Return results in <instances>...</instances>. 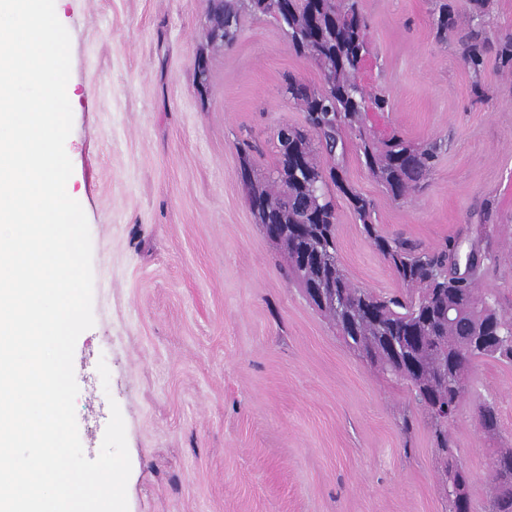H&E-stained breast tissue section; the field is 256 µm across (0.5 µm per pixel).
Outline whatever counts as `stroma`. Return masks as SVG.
Segmentation results:
<instances>
[{"label": "stroma", "instance_id": "obj_1", "mask_svg": "<svg viewBox=\"0 0 512 512\" xmlns=\"http://www.w3.org/2000/svg\"><path fill=\"white\" fill-rule=\"evenodd\" d=\"M370 54L361 82L386 90L378 136L441 150L423 188L395 202L348 138L344 177L387 236L421 248L491 251L484 288L512 317V0H488L482 64L463 47L472 0H359ZM448 30L437 38L440 7ZM208 0H64L71 38L72 197L88 220L94 326L77 340L79 436L96 458L118 404L131 474L128 512H448L449 464L490 512L496 460L512 449V363L472 362L450 427L433 438L410 387L345 342L284 274L238 172L278 160L276 132L304 124L289 79L322 85L270 19L240 16L229 47L206 41ZM209 56L206 88L194 60ZM338 255L378 295L400 287L336 198ZM106 363L102 382L98 363ZM493 404L497 426H482Z\"/></svg>", "mask_w": 512, "mask_h": 512}]
</instances>
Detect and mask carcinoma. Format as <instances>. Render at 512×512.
Returning <instances> with one entry per match:
<instances>
[{"label": "carcinoma", "mask_w": 512, "mask_h": 512, "mask_svg": "<svg viewBox=\"0 0 512 512\" xmlns=\"http://www.w3.org/2000/svg\"><path fill=\"white\" fill-rule=\"evenodd\" d=\"M224 31L219 43L234 44L239 17L248 11L269 17L281 28L297 53L322 72L323 88L309 91L294 82L287 92L306 113L307 127L285 126L277 133L278 161L267 179L255 178L241 156V178L256 223L288 257V278L304 290L314 285L333 288L348 301L347 317L320 310L334 323L353 322L348 335L353 346L377 362L380 371L394 377L382 347L387 336H417L411 351L418 374L407 380L415 401L426 406L428 396L447 403L442 413L429 411L437 446L451 452L448 425L464 394V373L474 359L512 362V322L498 313L492 294L478 286L475 252L462 258L449 243L436 252L421 250L402 236L382 235L371 221L372 201L349 186L340 162L330 166L319 151L335 157L350 129L371 175L395 200L421 188L435 158L434 144L415 145L398 134L379 140L367 131V111L386 112L388 98L367 91L357 80L360 61L369 53L367 24L358 0H221ZM344 195L361 221V230L383 256L405 291L375 295L355 286L338 258L336 201L330 186ZM466 260L468 273L457 272ZM433 303H427L429 296ZM487 321L499 324L500 346L484 349L465 342Z\"/></svg>", "instance_id": "1"}]
</instances>
